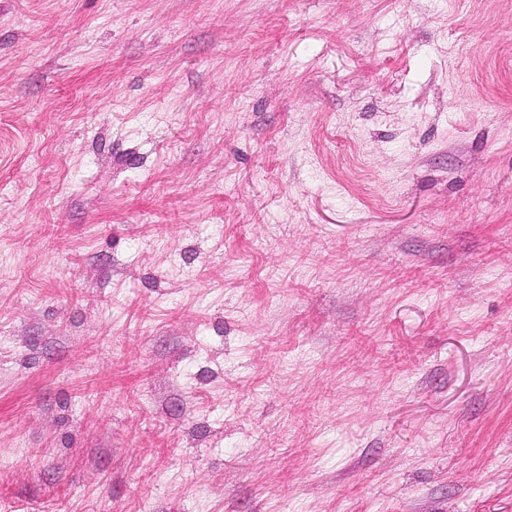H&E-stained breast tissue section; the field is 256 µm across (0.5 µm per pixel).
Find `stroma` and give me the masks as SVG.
Wrapping results in <instances>:
<instances>
[{"label": "stroma", "instance_id": "stroma-1", "mask_svg": "<svg viewBox=\"0 0 512 512\" xmlns=\"http://www.w3.org/2000/svg\"><path fill=\"white\" fill-rule=\"evenodd\" d=\"M0 512H512V0H0Z\"/></svg>", "mask_w": 512, "mask_h": 512}]
</instances>
